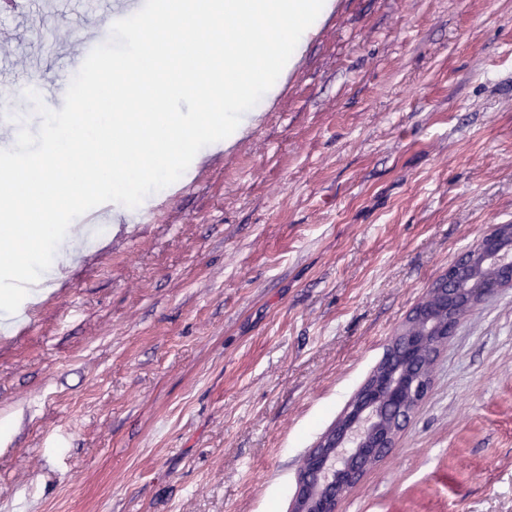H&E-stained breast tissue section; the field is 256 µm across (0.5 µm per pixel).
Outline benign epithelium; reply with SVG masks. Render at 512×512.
<instances>
[{"label": "benign epithelium", "instance_id": "benign-epithelium-1", "mask_svg": "<svg viewBox=\"0 0 512 512\" xmlns=\"http://www.w3.org/2000/svg\"><path fill=\"white\" fill-rule=\"evenodd\" d=\"M512 231L498 225L478 244L448 267L443 280L429 288L410 320L391 342L383 358L348 402L336 426L310 449L297 481L292 508L297 512H339L341 500L365 471L393 448L397 433L413 409L428 395L430 376L411 373L406 366L422 360L433 362L439 346L452 335L459 322L456 309H468L506 285H512V267L493 265L503 251L502 240ZM487 269L476 278L477 287L466 290L459 304L458 291L443 286L469 276L475 266ZM427 328L436 331L429 342L418 335ZM384 401L392 412L380 422L376 405Z\"/></svg>", "mask_w": 512, "mask_h": 512}]
</instances>
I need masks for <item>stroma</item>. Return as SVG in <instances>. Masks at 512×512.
<instances>
[{
    "instance_id": "1",
    "label": "stroma",
    "mask_w": 512,
    "mask_h": 512,
    "mask_svg": "<svg viewBox=\"0 0 512 512\" xmlns=\"http://www.w3.org/2000/svg\"><path fill=\"white\" fill-rule=\"evenodd\" d=\"M86 32L0 11V149ZM54 54H47V45ZM0 313V512H289L303 460L449 265L512 224V0H346L222 163ZM340 512H512V287Z\"/></svg>"
}]
</instances>
